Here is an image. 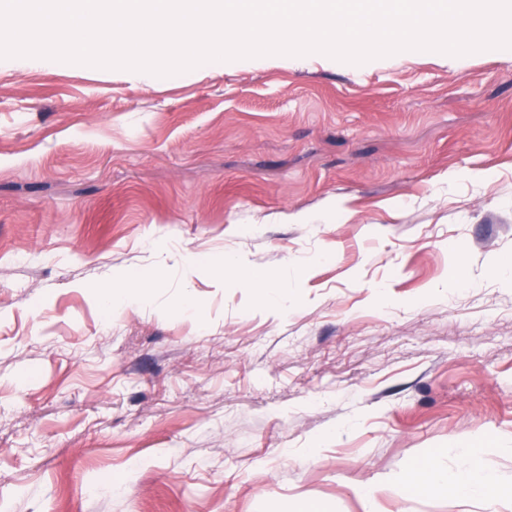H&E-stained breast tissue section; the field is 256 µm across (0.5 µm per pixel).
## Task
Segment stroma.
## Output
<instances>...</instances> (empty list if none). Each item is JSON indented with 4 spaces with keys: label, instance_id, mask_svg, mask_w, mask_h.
I'll list each match as a JSON object with an SVG mask.
<instances>
[{
    "label": "stroma",
    "instance_id": "stroma-1",
    "mask_svg": "<svg viewBox=\"0 0 512 512\" xmlns=\"http://www.w3.org/2000/svg\"><path fill=\"white\" fill-rule=\"evenodd\" d=\"M511 265L512 49L0 59V512H512ZM478 451V448H467L461 454L454 490L461 494L481 490L486 494L496 495L498 489L492 479L483 478L476 481ZM404 492L412 494L447 490L448 478L441 475L430 461L416 465L401 479Z\"/></svg>",
    "mask_w": 512,
    "mask_h": 512
}]
</instances>
